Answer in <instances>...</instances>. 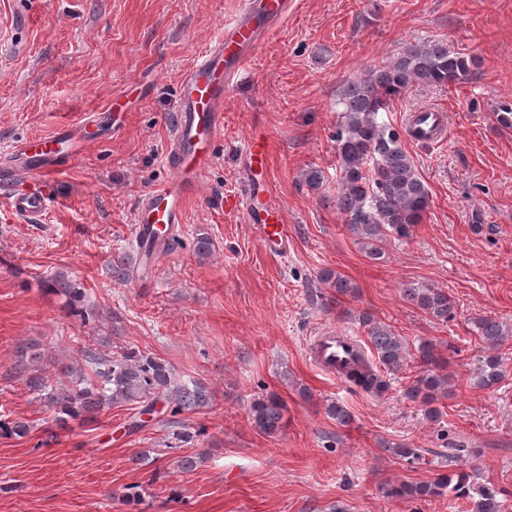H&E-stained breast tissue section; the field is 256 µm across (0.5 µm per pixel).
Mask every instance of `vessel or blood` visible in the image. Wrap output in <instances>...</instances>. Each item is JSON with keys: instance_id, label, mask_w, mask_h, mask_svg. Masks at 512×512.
I'll return each mask as SVG.
<instances>
[{"instance_id": "1", "label": "vessel or blood", "mask_w": 512, "mask_h": 512, "mask_svg": "<svg viewBox=\"0 0 512 512\" xmlns=\"http://www.w3.org/2000/svg\"><path fill=\"white\" fill-rule=\"evenodd\" d=\"M288 6V0H244L240 12L225 22L221 34L185 74L176 126L166 153L170 176L144 194L134 210V234L143 267H151L155 260L149 249L152 230L160 225L170 228L184 223L187 203L200 192L212 165V147L224 128V99L271 25L287 14ZM409 129L415 141L440 143L447 135V116L432 108L416 111L410 118ZM82 145L79 130L69 128L53 137H34L16 146V153L25 157L27 169L41 183L10 193L9 208L15 216L33 224L42 222L50 202L43 179L71 163ZM242 157L243 187L225 195L224 210L241 215L246 223L254 225L266 250L284 255L288 251V228L267 179L260 176L267 165V154L251 142ZM311 353L321 370L340 379L357 360L359 342L327 330L313 338Z\"/></svg>"}]
</instances>
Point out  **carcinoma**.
<instances>
[{
    "instance_id": "cac0c4a2",
    "label": "carcinoma",
    "mask_w": 512,
    "mask_h": 512,
    "mask_svg": "<svg viewBox=\"0 0 512 512\" xmlns=\"http://www.w3.org/2000/svg\"><path fill=\"white\" fill-rule=\"evenodd\" d=\"M471 65L470 58L455 51L443 39L406 42L390 64L347 82L339 92L336 99L339 119L332 135L339 172L336 209L369 257L379 259L390 241L409 237L431 203L428 187L400 134L380 120V113L412 85L441 87L459 82L470 73ZM112 275L120 281L134 277L135 266L128 255L113 256ZM323 280L336 289L338 296L355 293L354 284L337 273L328 271ZM43 286L81 320L102 318L97 310L85 304V292L75 287L67 274L58 271L43 280ZM403 297L437 322H446L454 314L456 301L441 288L408 284ZM361 321L378 368L362 358L346 373V380L367 393L382 394L388 389L387 376L396 374L407 364V345L390 326L368 316ZM471 329L480 343L474 383L484 390H493L506 376L498 349L512 335V328L495 317L480 316L471 321ZM419 360L423 367L410 386L408 397L425 406L429 420L437 421L441 411L436 403L451 393L449 361L431 342L420 345ZM66 373L70 387L63 392L40 375L28 378L30 389L52 410V422L60 429L76 421L91 423L101 411L114 405H129L150 414L160 403L170 412L166 423L173 424L172 439L187 443L202 434L200 430L191 431L177 416L208 405L211 395L207 387L177 378L168 364L149 353L130 349L112 355L85 345L81 361L68 366ZM285 410V404L276 394L261 395L251 402V423L261 433L274 436L285 425ZM29 430L30 425L25 421L0 419L1 435L21 438ZM386 492L408 499L454 495L469 499L471 512H504L500 493L472 482L467 473L442 474L427 482H401L388 486Z\"/></svg>"
}]
</instances>
